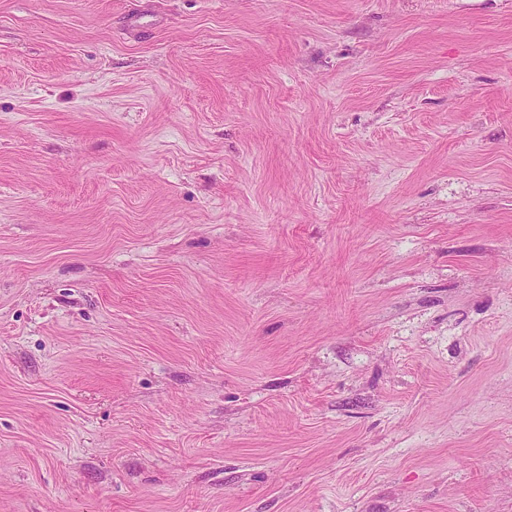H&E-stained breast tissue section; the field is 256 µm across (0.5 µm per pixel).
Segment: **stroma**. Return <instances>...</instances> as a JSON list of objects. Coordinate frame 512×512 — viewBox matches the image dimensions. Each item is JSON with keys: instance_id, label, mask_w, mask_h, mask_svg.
Masks as SVG:
<instances>
[{"instance_id": "1", "label": "stroma", "mask_w": 512, "mask_h": 512, "mask_svg": "<svg viewBox=\"0 0 512 512\" xmlns=\"http://www.w3.org/2000/svg\"><path fill=\"white\" fill-rule=\"evenodd\" d=\"M0 512H512V0H0Z\"/></svg>"}]
</instances>
